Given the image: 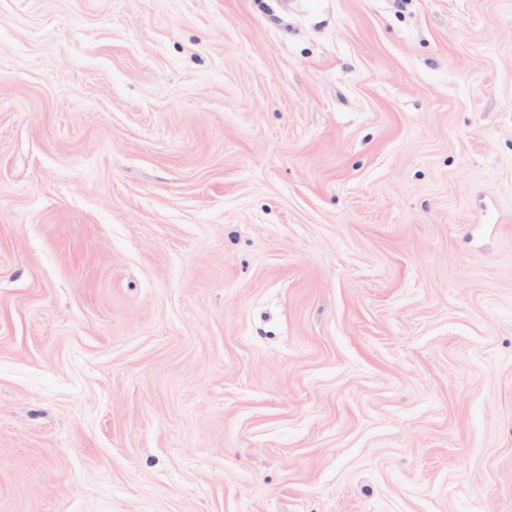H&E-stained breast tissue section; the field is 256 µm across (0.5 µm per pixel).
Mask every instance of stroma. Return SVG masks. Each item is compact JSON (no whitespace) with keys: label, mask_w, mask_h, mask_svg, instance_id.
<instances>
[{"label":"stroma","mask_w":512,"mask_h":512,"mask_svg":"<svg viewBox=\"0 0 512 512\" xmlns=\"http://www.w3.org/2000/svg\"><path fill=\"white\" fill-rule=\"evenodd\" d=\"M0 512H512V0H0Z\"/></svg>","instance_id":"obj_1"}]
</instances>
